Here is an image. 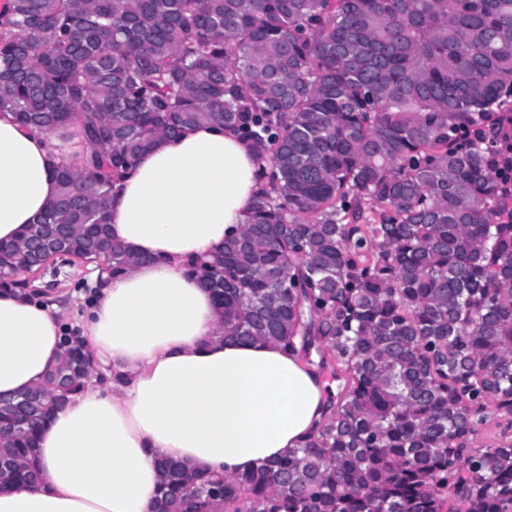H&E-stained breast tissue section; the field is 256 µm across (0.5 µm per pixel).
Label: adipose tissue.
<instances>
[{"mask_svg": "<svg viewBox=\"0 0 512 512\" xmlns=\"http://www.w3.org/2000/svg\"><path fill=\"white\" fill-rule=\"evenodd\" d=\"M54 133L0 110V242L55 198ZM230 129L165 137L116 182L108 231L139 257L96 290L82 342L95 372L36 435L37 486L0 487V512H151L162 458L221 479L300 447L325 384L300 351L224 340L213 293L187 265L238 237L262 186ZM60 308L0 291V396L44 383L62 360Z\"/></svg>", "mask_w": 512, "mask_h": 512, "instance_id": "adipose-tissue-1", "label": "adipose tissue"}]
</instances>
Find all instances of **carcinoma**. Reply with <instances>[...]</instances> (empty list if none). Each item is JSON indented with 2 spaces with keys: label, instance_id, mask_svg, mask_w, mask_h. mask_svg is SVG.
<instances>
[{
  "label": "carcinoma",
  "instance_id": "obj_1",
  "mask_svg": "<svg viewBox=\"0 0 512 512\" xmlns=\"http://www.w3.org/2000/svg\"><path fill=\"white\" fill-rule=\"evenodd\" d=\"M0 109L86 146L26 236L57 224L106 265L112 185L161 137L219 124L262 191L191 267L232 341L315 348L340 381L317 432L214 481L160 459L154 512H512V211L490 131L512 110V0H0ZM471 125L487 136L468 140ZM20 242L0 287L26 293ZM0 398V486L40 478L35 433L92 371L80 339ZM507 421L474 447L488 412Z\"/></svg>",
  "mask_w": 512,
  "mask_h": 512
}]
</instances>
